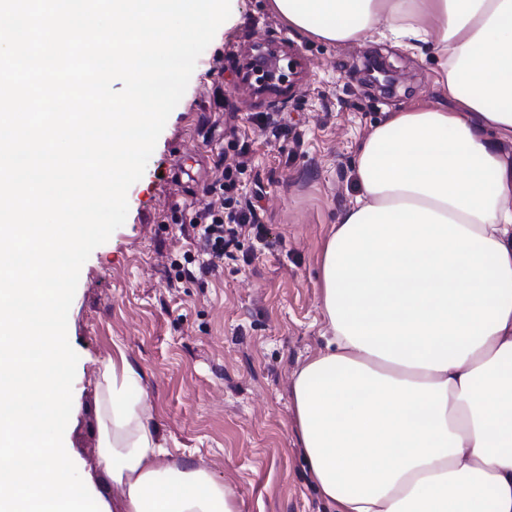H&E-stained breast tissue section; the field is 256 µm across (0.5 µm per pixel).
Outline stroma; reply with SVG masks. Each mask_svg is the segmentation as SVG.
Listing matches in <instances>:
<instances>
[{"mask_svg": "<svg viewBox=\"0 0 512 512\" xmlns=\"http://www.w3.org/2000/svg\"><path fill=\"white\" fill-rule=\"evenodd\" d=\"M234 7L238 22L217 30L198 58L127 192L124 225L82 266L70 307L67 335L79 360L66 443L109 512H118L121 492L96 470L93 365L119 356L140 374L142 408L162 447L232 490L237 512H331L298 444L293 399L296 372L326 346L323 249L356 195L360 142L392 113L439 97L432 49L418 55L374 33L354 43L302 38L270 0ZM268 41L299 62L285 98L240 80L248 50ZM377 56L401 76L395 94L363 80L366 59ZM265 112L279 114V137L260 123ZM227 166L239 194L260 206L268 238H243L217 274L177 279L184 252L196 248L190 221L212 202L207 189Z\"/></svg>", "mask_w": 512, "mask_h": 512, "instance_id": "35a3bbf8", "label": "stroma"}]
</instances>
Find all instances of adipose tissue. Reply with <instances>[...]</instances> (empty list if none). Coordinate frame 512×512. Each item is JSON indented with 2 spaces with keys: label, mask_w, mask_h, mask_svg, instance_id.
Returning <instances> with one entry per match:
<instances>
[{
  "label": "adipose tissue",
  "mask_w": 512,
  "mask_h": 512,
  "mask_svg": "<svg viewBox=\"0 0 512 512\" xmlns=\"http://www.w3.org/2000/svg\"><path fill=\"white\" fill-rule=\"evenodd\" d=\"M292 31L435 44L443 100L358 148L357 195L326 242L331 346L293 383L297 438L333 512H512V0H271ZM98 469L121 512H236L177 467L128 361L96 372Z\"/></svg>",
  "instance_id": "obj_1"
}]
</instances>
